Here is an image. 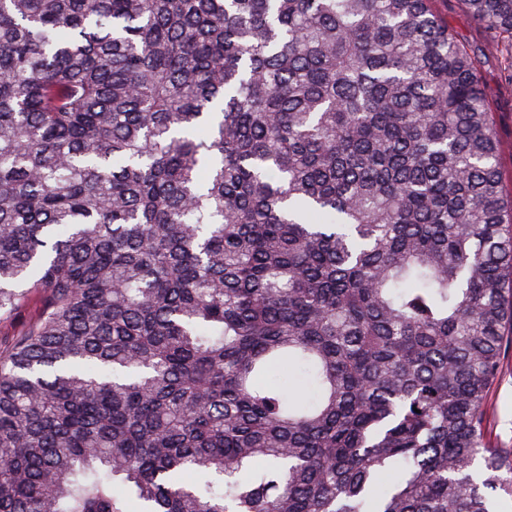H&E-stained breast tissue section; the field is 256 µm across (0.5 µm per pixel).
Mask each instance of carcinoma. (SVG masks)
I'll return each mask as SVG.
<instances>
[{"label": "carcinoma", "instance_id": "carcinoma-1", "mask_svg": "<svg viewBox=\"0 0 512 512\" xmlns=\"http://www.w3.org/2000/svg\"><path fill=\"white\" fill-rule=\"evenodd\" d=\"M432 3L0 0V512L512 499V201ZM37 310V299L33 293H30L14 316L0 320V354L2 357L7 354L8 341L25 330L35 318ZM502 351V372L491 387L487 400L488 437L496 448H512V333Z\"/></svg>", "mask_w": 512, "mask_h": 512}]
</instances>
